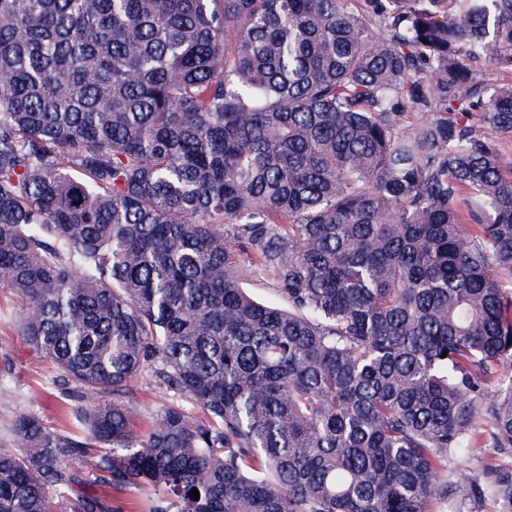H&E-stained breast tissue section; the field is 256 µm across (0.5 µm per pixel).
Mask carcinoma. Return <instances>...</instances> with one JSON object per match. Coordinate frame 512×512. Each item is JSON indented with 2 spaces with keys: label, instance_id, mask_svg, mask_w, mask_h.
<instances>
[{
  "label": "carcinoma",
  "instance_id": "cac0c4a2",
  "mask_svg": "<svg viewBox=\"0 0 512 512\" xmlns=\"http://www.w3.org/2000/svg\"><path fill=\"white\" fill-rule=\"evenodd\" d=\"M485 65L512 77V0H0V288L78 423L14 419L0 512H110L81 481L150 512H512V477L448 467L512 453V80ZM143 375L171 400L139 435ZM270 279H263L249 276L244 282V287L260 302L288 310V304L280 299L272 288H270ZM108 494L112 505V512H149L151 494L148 491Z\"/></svg>",
  "mask_w": 512,
  "mask_h": 512
}]
</instances>
